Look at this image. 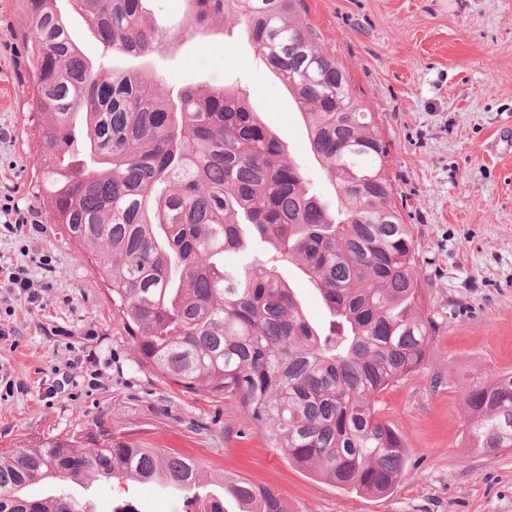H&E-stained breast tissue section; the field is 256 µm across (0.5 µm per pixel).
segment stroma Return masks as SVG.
<instances>
[{
	"instance_id": "1",
	"label": "stroma",
	"mask_w": 512,
	"mask_h": 512,
	"mask_svg": "<svg viewBox=\"0 0 512 512\" xmlns=\"http://www.w3.org/2000/svg\"><path fill=\"white\" fill-rule=\"evenodd\" d=\"M145 19L171 43L160 56L113 57L150 67L162 92L240 81L293 160L318 173L300 108L251 48L225 35L180 36L184 0H147ZM307 21L345 66L389 145L405 223L414 228L425 310L439 328L423 368L377 399L409 450L392 495L349 493L290 464L246 422L237 401L187 393L142 365L90 255L36 198L41 145L16 0H0V266L27 268L41 299L0 290V448L110 428L196 459L284 497L288 512H512V448H471L463 385L512 368V0H306ZM318 186L332 195L323 177ZM29 223L10 227L16 215ZM89 512L131 502L182 512L157 483L71 486Z\"/></svg>"
}]
</instances>
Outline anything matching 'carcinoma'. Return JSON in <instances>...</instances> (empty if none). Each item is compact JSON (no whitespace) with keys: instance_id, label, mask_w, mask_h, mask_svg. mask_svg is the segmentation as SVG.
<instances>
[{"instance_id":"carcinoma-1","label":"carcinoma","mask_w":512,"mask_h":512,"mask_svg":"<svg viewBox=\"0 0 512 512\" xmlns=\"http://www.w3.org/2000/svg\"><path fill=\"white\" fill-rule=\"evenodd\" d=\"M183 25L243 30L300 106L309 148L335 188L328 200L253 112L237 85L161 94L149 71L90 59L56 0H19L39 113V204L92 253L141 363L186 392L238 401L293 465L355 493L403 480L408 448L377 397L419 371L438 328L412 225L404 222L373 113L306 20L305 0H188ZM114 55L163 42L143 0H72ZM295 265L328 310L305 316L280 265ZM470 447L512 448V371L463 387ZM165 483L202 512H288L248 479L216 474L110 430L0 449V512H88L65 488L92 478ZM41 482L55 490L25 491Z\"/></svg>"}]
</instances>
